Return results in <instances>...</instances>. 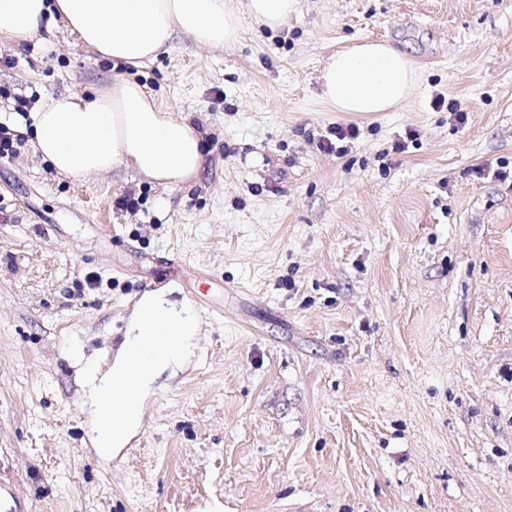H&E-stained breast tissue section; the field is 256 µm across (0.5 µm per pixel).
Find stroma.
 Segmentation results:
<instances>
[{"label": "stroma", "mask_w": 512, "mask_h": 512, "mask_svg": "<svg viewBox=\"0 0 512 512\" xmlns=\"http://www.w3.org/2000/svg\"><path fill=\"white\" fill-rule=\"evenodd\" d=\"M240 18L237 43L178 36L138 74L202 134L190 183L71 179L28 131L0 159V507L512 512V0ZM357 39L417 63L395 111L323 100L326 57ZM118 75L59 19L0 40V123ZM339 123L361 130L340 156L321 147ZM168 263L196 347L105 459L82 369L115 361Z\"/></svg>", "instance_id": "1"}]
</instances>
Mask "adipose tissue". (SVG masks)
Segmentation results:
<instances>
[{"label":"adipose tissue","mask_w":512,"mask_h":512,"mask_svg":"<svg viewBox=\"0 0 512 512\" xmlns=\"http://www.w3.org/2000/svg\"><path fill=\"white\" fill-rule=\"evenodd\" d=\"M233 0H0V39L32 41L45 19L66 29L102 59L134 68L169 49L174 35L212 46L240 38ZM325 100L339 112H389L419 79L413 58L386 42L362 39L333 53L319 76ZM35 148L57 173L81 179L122 166L165 186L194 178L202 141L188 120L163 110L145 84L116 77L104 91L64 93L31 115ZM196 312L165 293L135 307L122 353L100 371L86 363L91 440L101 456L122 448L138 426L143 400L159 373L181 365L195 347Z\"/></svg>","instance_id":"obj_1"}]
</instances>
